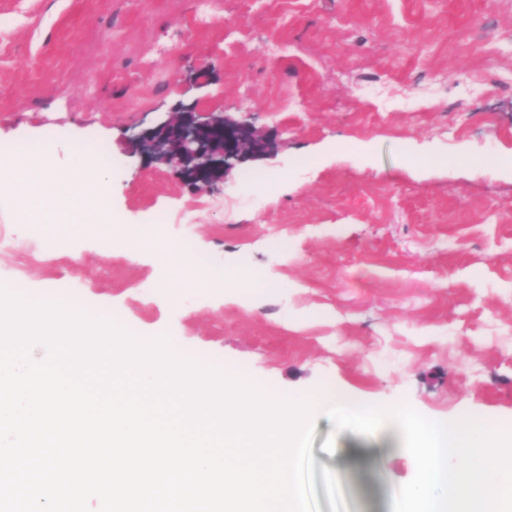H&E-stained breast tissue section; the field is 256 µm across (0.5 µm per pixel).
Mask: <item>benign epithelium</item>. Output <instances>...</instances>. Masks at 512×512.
<instances>
[{"instance_id": "obj_1", "label": "benign epithelium", "mask_w": 512, "mask_h": 512, "mask_svg": "<svg viewBox=\"0 0 512 512\" xmlns=\"http://www.w3.org/2000/svg\"><path fill=\"white\" fill-rule=\"evenodd\" d=\"M142 148L176 168L199 190L224 181L236 163L268 150L251 125L228 119L224 113L185 108L171 113L140 140Z\"/></svg>"}]
</instances>
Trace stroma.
<instances>
[{
	"label": "stroma",
	"mask_w": 512,
	"mask_h": 512,
	"mask_svg": "<svg viewBox=\"0 0 512 512\" xmlns=\"http://www.w3.org/2000/svg\"><path fill=\"white\" fill-rule=\"evenodd\" d=\"M196 3L0 0V142L49 147L60 174L84 141L112 154L106 229L53 243L0 193V273L28 298L80 283L137 337L275 395L319 385L512 428V0H216L205 33ZM181 107L273 148L197 190L131 142ZM131 229L156 245L128 248ZM168 246L260 280L167 294ZM361 440L317 419L320 512H390L414 476L384 429L353 468Z\"/></svg>",
	"instance_id": "35a3bbf8"
}]
</instances>
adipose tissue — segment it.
I'll list each match as a JSON object with an SVG mask.
<instances>
[{
  "label": "adipose tissue",
  "instance_id": "adipose-tissue-1",
  "mask_svg": "<svg viewBox=\"0 0 512 512\" xmlns=\"http://www.w3.org/2000/svg\"><path fill=\"white\" fill-rule=\"evenodd\" d=\"M6 169L0 191L17 195L28 223L52 224L65 232L80 224L100 223L112 190L106 171L80 162L63 177L43 167L34 155L7 163Z\"/></svg>",
  "mask_w": 512,
  "mask_h": 512
}]
</instances>
